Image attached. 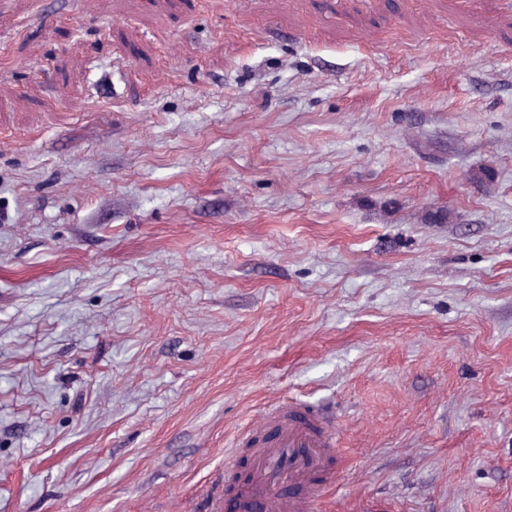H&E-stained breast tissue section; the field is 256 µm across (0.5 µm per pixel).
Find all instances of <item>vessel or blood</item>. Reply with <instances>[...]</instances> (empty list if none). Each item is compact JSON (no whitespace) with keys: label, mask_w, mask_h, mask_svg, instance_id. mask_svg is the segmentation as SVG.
<instances>
[{"label":"vessel or blood","mask_w":512,"mask_h":512,"mask_svg":"<svg viewBox=\"0 0 512 512\" xmlns=\"http://www.w3.org/2000/svg\"><path fill=\"white\" fill-rule=\"evenodd\" d=\"M265 421L276 431L253 447L252 494L264 512H313L316 475L336 445L332 422L324 412L297 401L275 406Z\"/></svg>","instance_id":"1"}]
</instances>
